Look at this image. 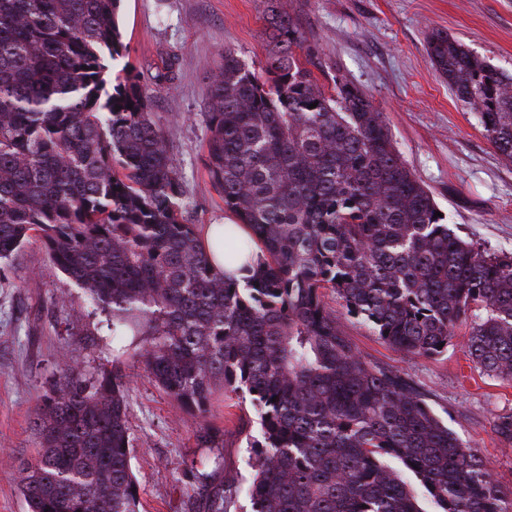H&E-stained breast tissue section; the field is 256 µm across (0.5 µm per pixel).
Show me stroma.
Masks as SVG:
<instances>
[{
	"label": "stroma",
	"mask_w": 512,
	"mask_h": 512,
	"mask_svg": "<svg viewBox=\"0 0 512 512\" xmlns=\"http://www.w3.org/2000/svg\"><path fill=\"white\" fill-rule=\"evenodd\" d=\"M301 28L320 63L317 79L342 75L364 90L384 114L396 148L432 192L444 221L462 238L493 252L512 253V163L495 152L471 112L456 102L427 52L435 29L448 32L496 68L512 73V0H279ZM262 0H122L119 23L126 68L144 83L173 65V81L156 86L151 110L169 130L168 150L179 172L186 217L197 226L228 217L202 162L208 136L205 74L219 53L234 48L250 65L265 58ZM335 310L352 345L369 361L407 375L460 438L496 464L512 490V445L493 432L498 416L512 414V382L489 377L465 355L467 326L447 350L430 359L391 349L334 295ZM104 314L47 259L31 239L0 269V512H26L16 465L33 460L38 446L33 408L62 369L80 364L87 374L111 367L102 343ZM125 395L134 444L133 472L143 512H188L186 470L202 453L197 418L181 411L141 364L129 366ZM252 412L237 398L216 394L210 422L224 446L225 474L251 477L242 430Z\"/></svg>",
	"instance_id": "obj_1"
}]
</instances>
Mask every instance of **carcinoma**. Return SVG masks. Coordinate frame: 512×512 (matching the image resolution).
I'll list each match as a JSON object with an SVG mask.
<instances>
[{
    "label": "carcinoma",
    "instance_id": "carcinoma-1",
    "mask_svg": "<svg viewBox=\"0 0 512 512\" xmlns=\"http://www.w3.org/2000/svg\"><path fill=\"white\" fill-rule=\"evenodd\" d=\"M120 0H0V262L36 237L106 314L121 355L202 419L216 390L249 402L251 512H422L388 459L440 512H512L491 461L467 448L404 375L366 360L325 302L410 358L447 349L471 319L469 360L512 380V253L460 238L400 159L384 115L348 80L327 93L279 0H264L266 55L226 48L207 74L203 164L249 240L213 264L185 218L152 89L110 76ZM306 51V59L299 52ZM427 51L448 89L512 162V75L443 30ZM133 108H128V104ZM256 246L255 257L247 255ZM244 263L236 278L227 266ZM123 362L68 365L37 396L27 512H141ZM512 443V414L494 425ZM195 512H226L238 481L191 464Z\"/></svg>",
    "mask_w": 512,
    "mask_h": 512
}]
</instances>
